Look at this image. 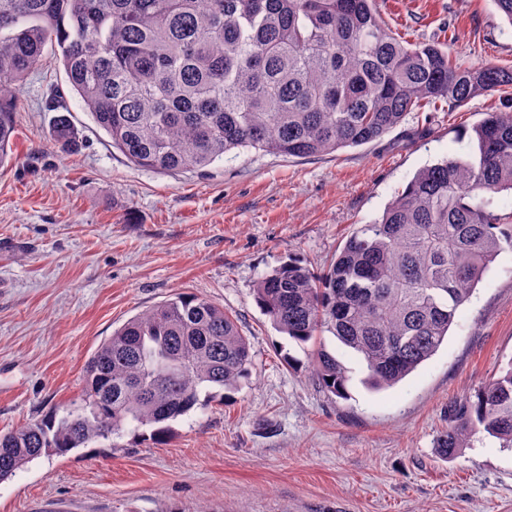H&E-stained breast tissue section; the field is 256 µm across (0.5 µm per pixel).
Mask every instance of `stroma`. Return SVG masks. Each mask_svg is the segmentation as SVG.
<instances>
[{
    "label": "stroma",
    "mask_w": 512,
    "mask_h": 512,
    "mask_svg": "<svg viewBox=\"0 0 512 512\" xmlns=\"http://www.w3.org/2000/svg\"><path fill=\"white\" fill-rule=\"evenodd\" d=\"M391 32L439 41L465 65L512 67L494 0H378ZM79 136L52 142V89ZM504 97L406 115L383 138L316 158L236 150L202 171H150L114 149L46 51L0 167V431L79 398L113 329L179 292L232 311L251 380L179 417L166 441L126 433L42 457L0 482V512H512V448L485 433L438 450L450 409L512 360V250L500 253L437 353L397 385L329 330L348 394L319 387L313 345L276 331L257 281L288 259L319 269L382 216L415 173L473 158V129Z\"/></svg>",
    "instance_id": "stroma-1"
}]
</instances>
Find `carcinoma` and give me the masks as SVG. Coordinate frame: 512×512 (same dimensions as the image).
I'll use <instances>...</instances> for the list:
<instances>
[{
	"mask_svg": "<svg viewBox=\"0 0 512 512\" xmlns=\"http://www.w3.org/2000/svg\"><path fill=\"white\" fill-rule=\"evenodd\" d=\"M48 47L112 146L158 172L204 170L240 149L330 154L381 138L427 105L512 89V69L466 67L434 43L395 38L376 0H0V166ZM473 133L476 159L419 170L328 270L290 259L265 274L254 297L272 326L300 344L329 327L362 356L373 388L436 354L459 307L512 248V224L487 198L512 190V115L490 112ZM52 140L76 146L67 116L55 117ZM250 365L230 312L177 293L101 343L80 398L0 433V481L124 432L148 428L161 441L195 406L231 400ZM315 372L326 392L346 395L350 378L334 355L318 351ZM477 431L512 448V359L452 409L438 448L451 457Z\"/></svg>",
	"mask_w": 512,
	"mask_h": 512,
	"instance_id": "obj_1",
	"label": "carcinoma"
}]
</instances>
